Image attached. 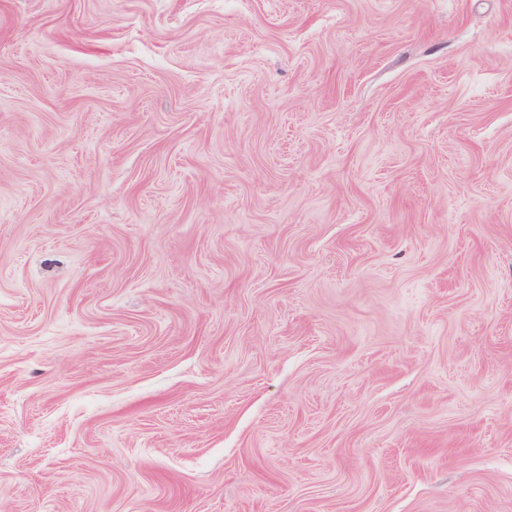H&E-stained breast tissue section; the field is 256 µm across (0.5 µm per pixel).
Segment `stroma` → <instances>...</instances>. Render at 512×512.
<instances>
[{"label": "stroma", "mask_w": 512, "mask_h": 512, "mask_svg": "<svg viewBox=\"0 0 512 512\" xmlns=\"http://www.w3.org/2000/svg\"><path fill=\"white\" fill-rule=\"evenodd\" d=\"M0 512H512V0H0Z\"/></svg>", "instance_id": "obj_1"}]
</instances>
